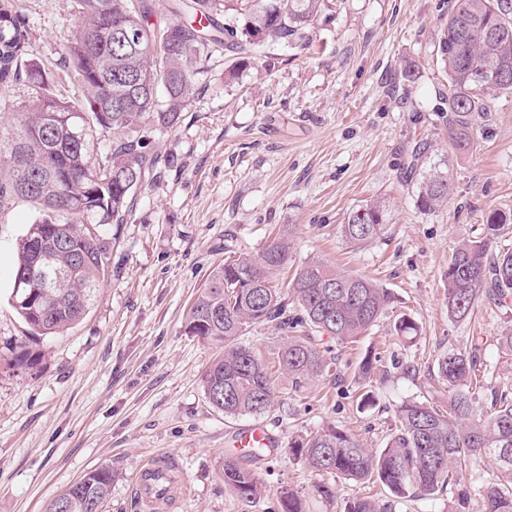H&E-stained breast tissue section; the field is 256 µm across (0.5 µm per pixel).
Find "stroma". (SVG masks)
<instances>
[{
    "mask_svg": "<svg viewBox=\"0 0 512 512\" xmlns=\"http://www.w3.org/2000/svg\"><path fill=\"white\" fill-rule=\"evenodd\" d=\"M36 56L51 67L50 88L73 93L54 68L76 35L73 0H20ZM448 0H332L325 19L290 50L265 42L256 59L216 54L196 78L198 94L174 127L152 132L166 159L160 177L134 194L112 225V270L81 323L57 336H33L11 304L15 243L35 215L26 204L0 214V512H43L88 472L111 466L105 512H140L132 494L151 461L173 463L180 485L161 512H280L283 489L307 512H344L357 497L391 502V512H459L457 487L479 512L496 468L490 459L433 495L391 498L381 487L318 474L292 444L333 425L378 451L402 402H448L439 358L479 346L491 364L480 397L512 386V302L480 303L471 318L448 314L443 275L453 249L484 234L490 210L512 212V95L489 97L472 142L458 149L437 107L448 80L437 59ZM443 165L446 207L415 203L420 173H407L415 148ZM390 202L384 236L362 248L341 233L349 214L374 199ZM292 225L289 269L319 259L389 289L395 300L354 344L318 338L336 363L302 384L273 377V402L258 415L229 417L206 398L201 376L218 349L187 334L185 320L225 246L257 255L272 226ZM408 317L414 339L394 324ZM37 368L13 369L21 348ZM376 357L370 381L364 356ZM373 402L360 403L363 393ZM260 423L278 439L262 461L242 460L260 493L242 501L224 484L232 438ZM335 487L325 499L320 484Z\"/></svg>",
    "mask_w": 512,
    "mask_h": 512,
    "instance_id": "35a3bbf8",
    "label": "stroma"
}]
</instances>
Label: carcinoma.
Listing matches in <instances>:
<instances>
[{
  "label": "carcinoma",
  "mask_w": 512,
  "mask_h": 512,
  "mask_svg": "<svg viewBox=\"0 0 512 512\" xmlns=\"http://www.w3.org/2000/svg\"><path fill=\"white\" fill-rule=\"evenodd\" d=\"M17 0H0V88L21 78L40 89L0 124V213L28 203L35 221L15 245L12 306L34 336H54L78 324L105 278L112 254L108 226L121 224L135 189L153 174L158 157L146 134L177 125L196 94L193 75L221 49L256 57L261 33L293 46L330 8L328 0H74L78 35L58 52L55 66L75 87L67 99L47 89L48 72L30 49ZM226 20L219 21V16ZM437 54L448 78L441 112L459 147L470 144L475 115L489 110L486 95L512 94V0H448V22ZM448 174L430 170L418 187L417 208L448 204ZM387 205L375 200L353 211L342 234L360 248L384 234ZM512 215L486 214V235L460 244L444 274L448 314L469 318L489 299L512 296V246L496 244ZM291 225L280 227L257 257L224 246V262L193 303L185 329L221 352L201 382L209 402L226 416L261 414L272 401V371L238 343L250 327L309 328L342 344L359 340L393 302L377 283L310 260L289 281L274 278L288 263ZM310 336H294L277 353L278 369L299 384L333 365ZM488 361L480 349L454 351L438 361L451 395L445 406L404 402L385 448L372 452L329 426L296 441V455L314 472L379 483L392 496L432 495L459 473L489 457L498 471L486 487L482 512H512V392L494 391L479 412ZM224 484L243 501L258 494L253 473L227 458ZM112 493V468L101 466L54 497L45 512H103ZM281 512H304L291 489ZM345 512H388L366 496Z\"/></svg>",
  "instance_id": "obj_1"
}]
</instances>
